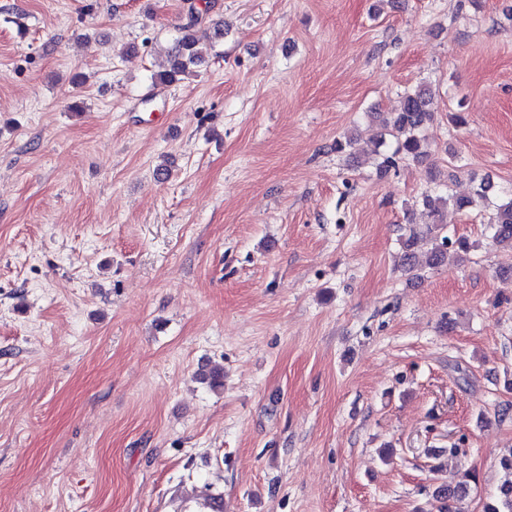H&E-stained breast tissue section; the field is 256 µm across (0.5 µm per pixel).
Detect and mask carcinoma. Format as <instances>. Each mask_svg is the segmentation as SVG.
Wrapping results in <instances>:
<instances>
[{
	"label": "carcinoma",
	"instance_id": "cac0c4a2",
	"mask_svg": "<svg viewBox=\"0 0 512 512\" xmlns=\"http://www.w3.org/2000/svg\"><path fill=\"white\" fill-rule=\"evenodd\" d=\"M195 24L196 20L192 19L183 26V35L171 53L168 66L154 74L155 81L163 84L177 82L190 67L204 60L195 33ZM431 104L432 92L427 85H420L403 93L400 111L393 113L385 121L384 131L380 135L378 146H386L388 150L375 151L378 168L387 169L398 159L418 164L427 159L429 150L423 130L433 119ZM489 190L490 186L483 182L477 189L476 197H461L449 193L447 184L438 181L434 187L422 193L421 204L432 217V224L423 231V235L432 242L429 266L442 265L450 251L457 254L469 250L470 245L466 239L453 240L443 234L444 217L448 209L464 211L472 207L478 199L493 207L494 216L490 222L493 230L492 242L512 249V197L492 199ZM487 512H512V479L505 480L497 488L494 504L488 506Z\"/></svg>",
	"mask_w": 512,
	"mask_h": 512
}]
</instances>
